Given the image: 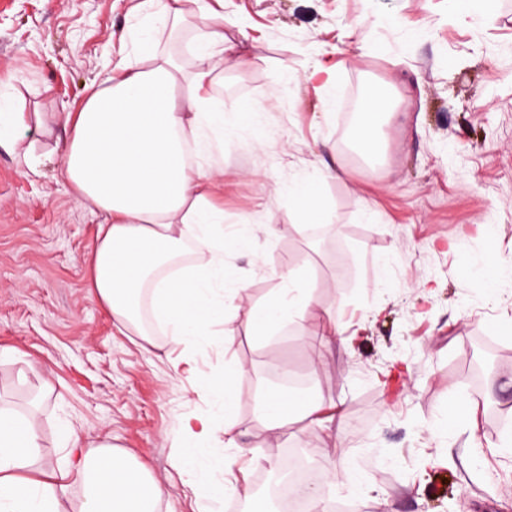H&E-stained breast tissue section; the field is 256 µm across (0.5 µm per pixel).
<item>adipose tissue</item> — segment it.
<instances>
[{
    "label": "adipose tissue",
    "instance_id": "obj_1",
    "mask_svg": "<svg viewBox=\"0 0 512 512\" xmlns=\"http://www.w3.org/2000/svg\"><path fill=\"white\" fill-rule=\"evenodd\" d=\"M137 10L142 26L133 37L135 62L112 66L101 87L64 115L61 176L108 216L90 255L89 286L113 320L148 335L139 311L149 302L153 323L192 347L224 317L225 295L215 281L224 274L225 253L240 245L239 238L216 234L224 221L223 208L213 201L219 176L198 162L207 131L224 126L223 113L209 108L207 90L230 47L213 0H140ZM189 22L201 35L189 77L192 96L180 105L173 98L179 70L152 34ZM288 193L303 223L327 219L317 182L289 183ZM188 253L194 265L186 269L181 260ZM286 281L246 311L249 331L269 335L305 311L313 277L292 271ZM291 413L325 432L334 430V414L322 412L310 389H269L256 405L257 419L273 437ZM215 432L209 415L187 417L176 439L180 466L188 467ZM60 436L65 459L50 469L39 467L34 414L0 408V512H157L165 489L142 464L71 429ZM74 485L84 495L70 509L67 494Z\"/></svg>",
    "mask_w": 512,
    "mask_h": 512
}]
</instances>
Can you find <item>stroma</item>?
Returning a JSON list of instances; mask_svg holds the SVG:
<instances>
[{"label":"stroma","instance_id":"obj_1","mask_svg":"<svg viewBox=\"0 0 512 512\" xmlns=\"http://www.w3.org/2000/svg\"><path fill=\"white\" fill-rule=\"evenodd\" d=\"M138 0H0V105L31 114L15 142H0V405L27 412L42 386L37 456L64 454L63 424L143 463L166 489L161 512H198L175 466L181 420L224 408L208 385L232 374L243 449L206 444L195 468L224 485L207 512H232L274 479L288 449L348 467L323 489L327 504L363 512H512V282L495 297L468 287L488 246L512 261V0L462 16L451 0H224L236 62L213 75L209 98L224 129L205 161L224 171L225 288L240 290L223 323L193 350L158 331L113 324L88 288L87 258L103 212L60 175L58 115L134 56ZM336 69V93L305 75ZM395 86L383 156L351 142L350 106L370 81ZM250 104L251 121L236 108ZM39 156L37 171L19 158ZM322 185L323 229L302 223L292 181ZM262 264H255V256ZM306 269L316 279L303 317L271 336L243 323L248 303ZM195 374L178 367L185 353ZM310 378L323 409L340 408L330 438L299 418L269 437L253 413L284 379L273 358ZM486 358L480 388L468 366ZM470 416L449 422L451 405ZM230 468H209L211 459Z\"/></svg>","mask_w":512,"mask_h":512}]
</instances>
